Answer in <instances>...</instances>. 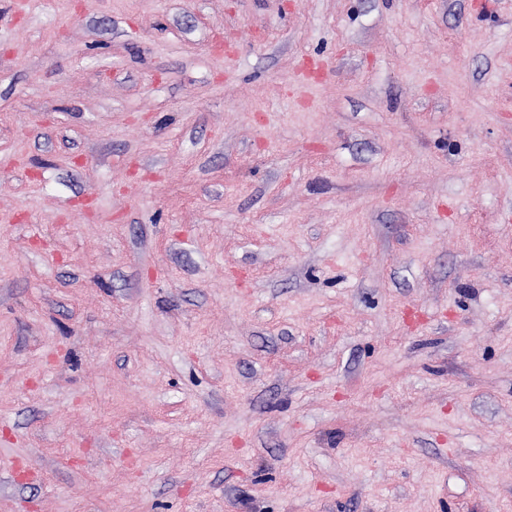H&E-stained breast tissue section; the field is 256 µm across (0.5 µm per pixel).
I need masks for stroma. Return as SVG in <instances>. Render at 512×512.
Returning <instances> with one entry per match:
<instances>
[{"label": "stroma", "mask_w": 512, "mask_h": 512, "mask_svg": "<svg viewBox=\"0 0 512 512\" xmlns=\"http://www.w3.org/2000/svg\"><path fill=\"white\" fill-rule=\"evenodd\" d=\"M485 3L0 0V512H512Z\"/></svg>", "instance_id": "obj_1"}]
</instances>
